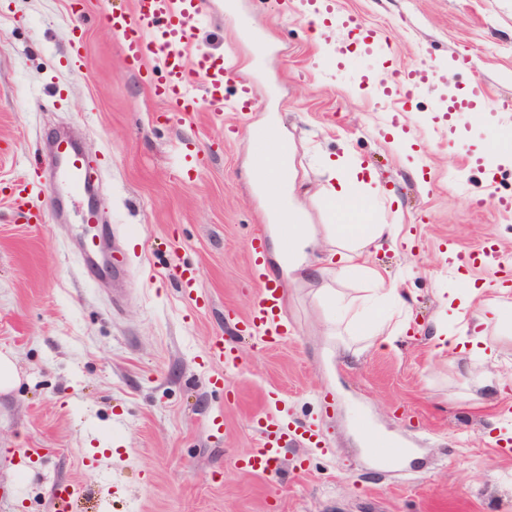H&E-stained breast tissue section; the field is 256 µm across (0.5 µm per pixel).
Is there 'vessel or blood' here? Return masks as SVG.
Instances as JSON below:
<instances>
[{
	"mask_svg": "<svg viewBox=\"0 0 512 512\" xmlns=\"http://www.w3.org/2000/svg\"><path fill=\"white\" fill-rule=\"evenodd\" d=\"M208 0H131L126 8H115L104 20L117 38L126 60L144 65L143 80L152 97L169 111L189 113L208 106L212 111L224 109V82L231 79L234 66L231 57L199 54L196 64H189V47L207 16ZM430 70L394 76L388 85L390 97L403 100L411 97L429 81ZM262 89L256 83L240 85L234 111L246 112L258 103ZM253 140L260 157L271 165H279L288 157V148L274 140L268 130L255 128ZM57 158L55 174L49 189L57 198L83 196L88 192L95 169L87 156L72 141L60 140L54 145ZM11 196L18 211L28 220L40 222L41 212L31 205L26 183L12 187ZM264 241L254 236L249 254V267L258 285L257 297L243 317L245 331L264 342L282 338L281 288L270 279L264 268ZM258 444L239 460L242 470L252 474L278 478L280 460L287 445L306 443L305 434L287 425L271 422L269 417L257 421Z\"/></svg>",
	"mask_w": 512,
	"mask_h": 512,
	"instance_id": "vessel-or-blood-1",
	"label": "vessel or blood"
}]
</instances>
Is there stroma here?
<instances>
[{
  "instance_id": "1",
  "label": "stroma",
  "mask_w": 512,
  "mask_h": 512,
  "mask_svg": "<svg viewBox=\"0 0 512 512\" xmlns=\"http://www.w3.org/2000/svg\"><path fill=\"white\" fill-rule=\"evenodd\" d=\"M108 2L0 0V350L19 375L0 394V512H53L62 485L75 489L73 512H512V338L495 332L497 359L464 352L453 367L429 341L444 289L505 288L512 317V210L494 205L512 197V151L497 146L512 132V0H338L374 32L344 54L338 20L312 29L308 0H237L233 14L214 0L190 52L238 57L226 100L262 77L270 95L244 115L165 111L104 22ZM244 22L267 49L241 39ZM428 66L435 78L393 112L391 72ZM262 125L292 144L315 227L340 221L324 202L328 159L368 168L354 194L405 238L367 258L410 318L395 347L366 334L381 306L339 319L327 291L366 296L357 271L285 283L282 343L238 332L258 292L250 242L270 236L277 210L257 188ZM59 136L100 173L94 198L128 254L122 272L74 252L93 232L84 200L54 217L47 146ZM188 152L192 181L180 170ZM21 179L44 222L14 207ZM490 239L498 264L460 270ZM184 263L199 273L193 300L175 277ZM217 339L236 347L237 366L210 359ZM267 413L321 437L288 447L276 482L237 466ZM375 433L406 454L376 462Z\"/></svg>"
}]
</instances>
